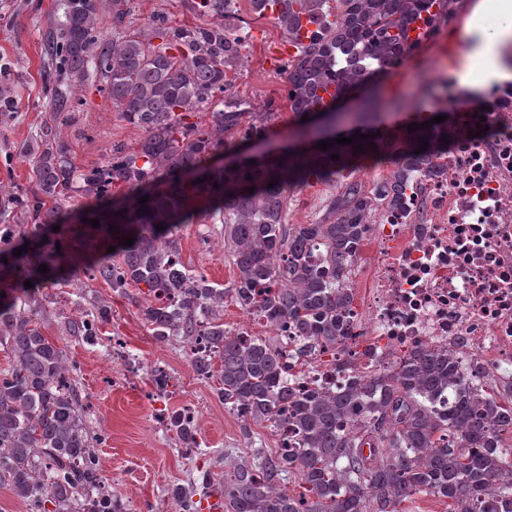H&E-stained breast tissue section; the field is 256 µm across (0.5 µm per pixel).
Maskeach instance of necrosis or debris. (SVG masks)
<instances>
[{
    "mask_svg": "<svg viewBox=\"0 0 512 512\" xmlns=\"http://www.w3.org/2000/svg\"><path fill=\"white\" fill-rule=\"evenodd\" d=\"M483 96L480 112L456 113L441 175L419 181L405 212L368 224L378 259L352 337L293 367L294 388L340 390L355 372L448 345L463 382L512 385V80L490 82Z\"/></svg>",
    "mask_w": 512,
    "mask_h": 512,
    "instance_id": "obj_1",
    "label": "necrosis or debris"
}]
</instances>
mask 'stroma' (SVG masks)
<instances>
[{
	"label": "stroma",
	"instance_id": "obj_1",
	"mask_svg": "<svg viewBox=\"0 0 512 512\" xmlns=\"http://www.w3.org/2000/svg\"><path fill=\"white\" fill-rule=\"evenodd\" d=\"M130 27L146 30L153 16L165 17L175 26L200 23L191 0H131ZM237 14L249 33L248 60L239 68L235 91L244 97L250 111L270 115L269 131L263 139L250 142V149L268 148L291 138L299 124L286 100V78L279 69L281 56L288 53V41L276 21L258 16L249 0H237ZM63 19L60 0H0V81L11 80L15 110L8 121H0V225L18 224L22 215L13 195L29 187L31 164L18 156L16 143L31 139L40 128L54 124L55 111L49 90L53 76L44 55L47 32ZM440 66L434 60V46L426 44L408 59L404 76L410 87L398 90L393 79L378 87L380 131L401 127L411 114H432L448 107L449 89L439 83ZM71 158L76 166L98 163L113 145L136 146L140 135L109 100L89 84L74 92L72 121L67 130ZM390 165L363 160L354 176L365 188L387 177ZM339 174L334 182H314L288 196L285 221L311 224L319 221L348 178ZM219 217L195 216L179 232L180 258L186 269L226 286L235 276L229 254L217 249ZM46 314L41 321L45 336L58 341L80 366L77 388L91 404L90 421L104 431L107 442L101 449L103 474L118 496L134 494L145 512H177L167 489L171 484H190L203 472L213 478L224 475L225 458H237L250 448L274 450L278 439L270 429L257 426L252 438H245L242 423L225 411L216 395L219 378L198 380L183 344L157 342L143 322L134 302L112 291L102 280L88 279L76 272L71 283L41 289ZM111 308V316L100 330L106 336L121 337L130 359L138 369L135 382L112 386V358L97 344L70 336L69 320L93 312L98 304ZM164 368L182 380L181 390L155 402L150 395L151 372ZM196 408L200 447L194 455L183 454L173 435L160 424L161 416Z\"/></svg>",
	"mask_w": 512,
	"mask_h": 512
}]
</instances>
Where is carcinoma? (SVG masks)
I'll use <instances>...</instances> for the list:
<instances>
[{"label":"carcinoma","instance_id":"1","mask_svg":"<svg viewBox=\"0 0 512 512\" xmlns=\"http://www.w3.org/2000/svg\"><path fill=\"white\" fill-rule=\"evenodd\" d=\"M275 2L273 17L288 42L297 41L303 18L316 25L281 65L288 106L309 145L258 157L239 143L264 136L269 113L245 111L247 102L233 90L230 73L248 48L243 27L234 25L235 0H195L202 23L173 26L158 17L145 32L127 29L129 0H65L64 21L45 43L59 122L20 151L31 162L35 189L15 200L31 223L0 234L27 245L18 257L3 255L8 242L0 247V349L9 358L0 371V488L41 512H81L79 494L104 483L105 436L90 427L91 405L75 387L77 362L41 332L36 292L67 281L79 263L93 279L144 295L138 310L158 341L190 347L200 337L210 345L191 366L206 379L219 374L217 397L244 432L253 422L293 434L280 451L257 448L224 473V512H402L417 494L448 499L449 512H512V390L502 396L484 383L462 385L453 348L409 353L336 393H296L281 336L224 327L230 297L279 333L293 329L299 357L340 346L354 313L351 277L366 224L380 210L402 209L416 176L437 174L449 148L441 136L452 142L458 135L446 119L371 138L365 112L353 132L364 150L355 155L349 143L321 150L312 126L315 114L390 75L453 15L458 0ZM108 4L106 31L101 15ZM88 82L99 84L141 137L138 148L115 145L98 165L80 168L64 128L73 89ZM202 112L211 113L207 125L190 121ZM221 148L239 159L237 167L211 163ZM371 156L392 166L388 178L369 190L355 181L343 185L313 224L284 223L287 192L334 182ZM74 206L88 210V221L72 228L60 219ZM201 209L222 217L236 267L227 288L189 273L180 260L177 230ZM53 223L61 228L59 250L43 241ZM127 235L130 246L123 245ZM112 245L116 250L107 252ZM43 266L48 272H38ZM110 316L100 306L66 330L89 340ZM451 389L455 396L441 400ZM169 431L199 447L194 424L181 414L171 415ZM293 475L305 489L297 497L281 488Z\"/></svg>","mask_w":512,"mask_h":512}]
</instances>
